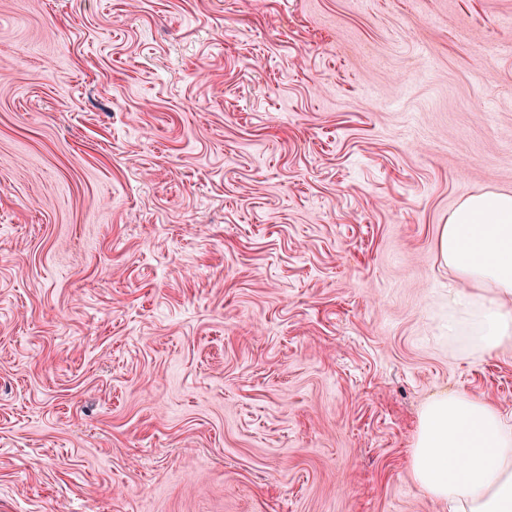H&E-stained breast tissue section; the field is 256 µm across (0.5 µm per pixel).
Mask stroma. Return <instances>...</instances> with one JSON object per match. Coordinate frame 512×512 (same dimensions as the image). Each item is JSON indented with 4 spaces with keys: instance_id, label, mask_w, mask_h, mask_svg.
<instances>
[{
    "instance_id": "obj_1",
    "label": "stroma",
    "mask_w": 512,
    "mask_h": 512,
    "mask_svg": "<svg viewBox=\"0 0 512 512\" xmlns=\"http://www.w3.org/2000/svg\"><path fill=\"white\" fill-rule=\"evenodd\" d=\"M512 191V0H0V512H448L435 240Z\"/></svg>"
}]
</instances>
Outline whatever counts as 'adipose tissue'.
<instances>
[{"instance_id":"1","label":"adipose tissue","mask_w":512,"mask_h":512,"mask_svg":"<svg viewBox=\"0 0 512 512\" xmlns=\"http://www.w3.org/2000/svg\"><path fill=\"white\" fill-rule=\"evenodd\" d=\"M435 247L455 280L449 339L484 352L511 342L512 192L463 200ZM410 469L448 512H512V418L478 396L438 394L420 414Z\"/></svg>"}]
</instances>
